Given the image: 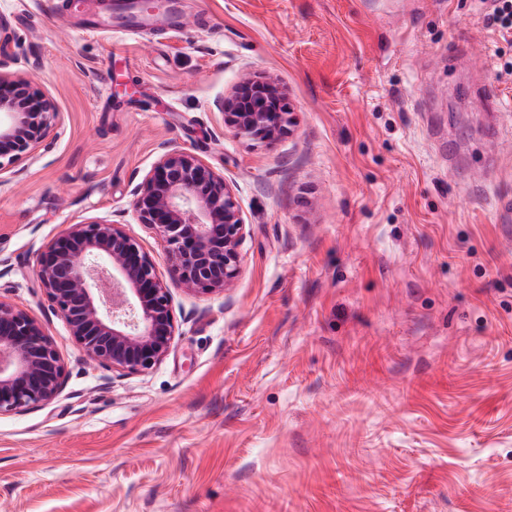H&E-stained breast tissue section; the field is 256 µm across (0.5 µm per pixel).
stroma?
Listing matches in <instances>:
<instances>
[{
  "instance_id": "1",
  "label": "stroma",
  "mask_w": 512,
  "mask_h": 512,
  "mask_svg": "<svg viewBox=\"0 0 512 512\" xmlns=\"http://www.w3.org/2000/svg\"><path fill=\"white\" fill-rule=\"evenodd\" d=\"M66 0H0V57L61 132L0 174V299L67 382L0 415V512H512V41L481 0H175L176 24L79 33ZM274 77L295 126H224ZM167 144L235 190L226 293L168 280L154 368L88 360L36 278L65 225L121 222ZM224 126L235 136L271 143L291 133L292 109L272 77H248L224 98Z\"/></svg>"
}]
</instances>
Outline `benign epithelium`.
<instances>
[{
  "label": "benign epithelium",
  "instance_id": "1",
  "mask_svg": "<svg viewBox=\"0 0 512 512\" xmlns=\"http://www.w3.org/2000/svg\"><path fill=\"white\" fill-rule=\"evenodd\" d=\"M0 61V172L31 154L61 113L32 79ZM224 126L271 143L291 133L292 109L272 77H248L224 97ZM164 243L171 277L191 291L222 293L242 270L246 224L232 185L195 153L167 145L132 201ZM40 290L86 358L118 376L163 362L178 325L157 260L108 219L78 221L48 242L36 268ZM67 366L42 321L0 300V414L23 413L63 391Z\"/></svg>",
  "mask_w": 512,
  "mask_h": 512
}]
</instances>
